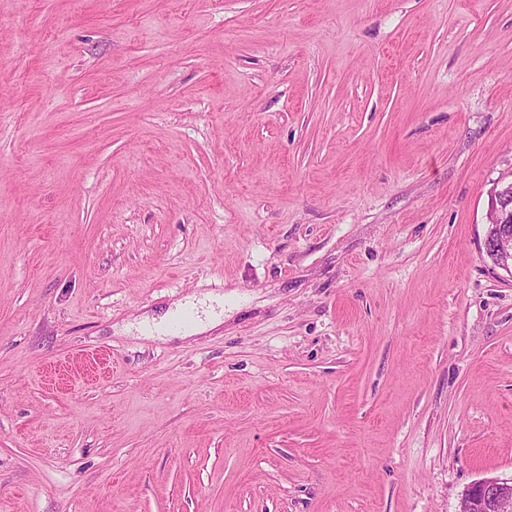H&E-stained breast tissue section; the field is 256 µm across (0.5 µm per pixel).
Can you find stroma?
<instances>
[{"instance_id":"obj_1","label":"stroma","mask_w":512,"mask_h":512,"mask_svg":"<svg viewBox=\"0 0 512 512\" xmlns=\"http://www.w3.org/2000/svg\"><path fill=\"white\" fill-rule=\"evenodd\" d=\"M511 180L512 0H0V512L512 477ZM490 195L491 209L484 249L495 265L512 274V249L505 247L506 242H512V181L497 183ZM193 309L195 311V318L190 323V325L184 330V335L180 336L182 338L193 336L194 334L203 333L209 327L214 326L220 321V315L211 314L208 315L205 319L200 316H197V309H199L196 302H194L191 298L186 299L184 302H179L176 304L175 309L170 308L163 316L159 319L153 318H144L140 322V329L144 335L154 336V331L161 332V327L164 326L171 316H175L177 313L184 309ZM200 310V309H199Z\"/></svg>"}]
</instances>
